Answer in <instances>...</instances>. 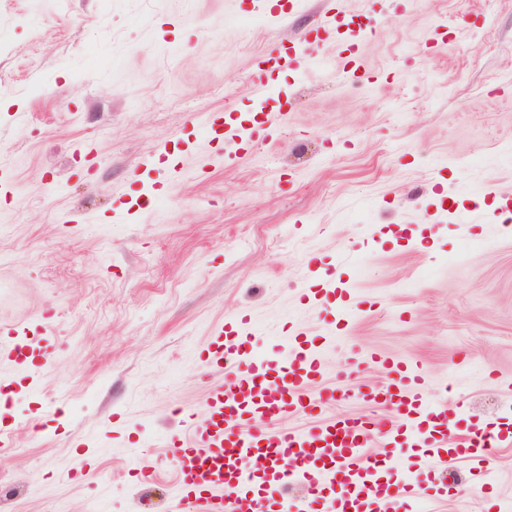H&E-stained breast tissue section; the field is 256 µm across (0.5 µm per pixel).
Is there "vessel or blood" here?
I'll return each instance as SVG.
<instances>
[{
    "mask_svg": "<svg viewBox=\"0 0 512 512\" xmlns=\"http://www.w3.org/2000/svg\"><path fill=\"white\" fill-rule=\"evenodd\" d=\"M309 50L297 43L265 58L272 68H295ZM257 124L228 112L206 128L207 140H224L248 152ZM306 300L337 307V321L349 315L348 289L327 282L303 291ZM24 325L0 326V354L19 359L21 367L44 366L52 357L51 336L42 335L27 345V359L7 338L25 333ZM254 332L247 315L222 324L199 350L198 358L224 382L206 394L200 418L190 419L183 431L166 438L173 448L182 500L193 512H291L284 491L308 482L309 512H396L399 499L416 494V485L394 486L382 481L375 460L368 454L370 439L391 448H423L445 465L474 455L476 449L497 447L504 435L481 427L462 437L449 436L448 402L430 400L425 377L400 360L383 358L384 381L357 388L356 396L387 412V419L363 422L338 415L309 429L291 428L288 418L309 414L336 399L335 389L317 390L322 375L313 337L293 329L289 347L275 363L263 364L252 351ZM320 461L323 477L309 482L301 458ZM266 484L253 489L255 471Z\"/></svg>",
    "mask_w": 512,
    "mask_h": 512,
    "instance_id": "vessel-or-blood-1",
    "label": "vessel or blood"
}]
</instances>
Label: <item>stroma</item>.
<instances>
[{
  "label": "stroma",
  "mask_w": 512,
  "mask_h": 512,
  "mask_svg": "<svg viewBox=\"0 0 512 512\" xmlns=\"http://www.w3.org/2000/svg\"><path fill=\"white\" fill-rule=\"evenodd\" d=\"M270 2L0 0V325L55 345L5 377L0 512H188L158 436L202 411L194 349L247 311L280 357L287 322L322 331L301 291L332 278L367 309L323 350V386L383 380L379 351L419 365L454 431L512 423V0H338L373 33L263 72L326 7L272 23ZM261 83L286 114L250 155L159 165L212 115L263 107ZM153 182L161 205L129 209ZM421 463L400 512H512V445L488 483Z\"/></svg>",
  "instance_id": "1"
}]
</instances>
